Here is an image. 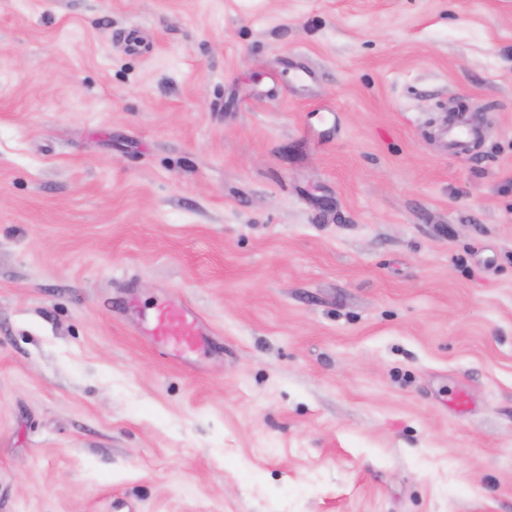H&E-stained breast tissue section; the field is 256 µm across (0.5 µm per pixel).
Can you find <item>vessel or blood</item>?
<instances>
[{
	"instance_id": "1",
	"label": "vessel or blood",
	"mask_w": 512,
	"mask_h": 512,
	"mask_svg": "<svg viewBox=\"0 0 512 512\" xmlns=\"http://www.w3.org/2000/svg\"><path fill=\"white\" fill-rule=\"evenodd\" d=\"M440 136L455 145L478 140L480 127L473 121H451L444 125ZM153 343L179 353H196L208 344V333L199 317L187 306L169 300L157 302L148 330Z\"/></svg>"
}]
</instances>
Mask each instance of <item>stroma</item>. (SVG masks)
Instances as JSON below:
<instances>
[{"mask_svg": "<svg viewBox=\"0 0 512 512\" xmlns=\"http://www.w3.org/2000/svg\"><path fill=\"white\" fill-rule=\"evenodd\" d=\"M0 512H512V0H0ZM440 136L448 142L455 145H467L478 140L481 136L480 127L473 122L468 121H452L444 125L440 131ZM146 335L153 343L181 354L205 349L209 340L199 317L187 306L169 300L157 302Z\"/></svg>", "mask_w": 512, "mask_h": 512, "instance_id": "obj_1", "label": "stroma"}]
</instances>
